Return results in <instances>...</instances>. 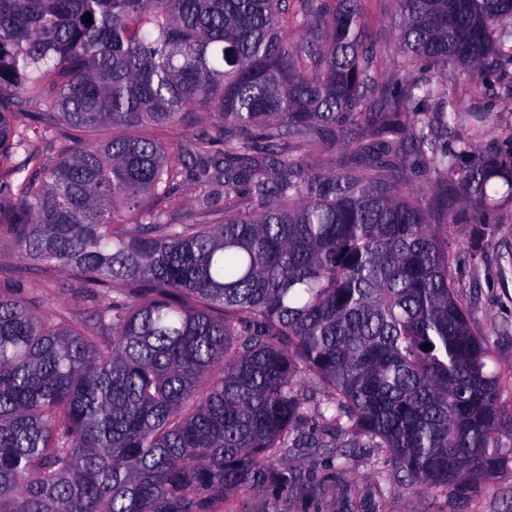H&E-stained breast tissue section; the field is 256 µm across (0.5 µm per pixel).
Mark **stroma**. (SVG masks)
Wrapping results in <instances>:
<instances>
[{"instance_id": "obj_1", "label": "stroma", "mask_w": 512, "mask_h": 512, "mask_svg": "<svg viewBox=\"0 0 512 512\" xmlns=\"http://www.w3.org/2000/svg\"><path fill=\"white\" fill-rule=\"evenodd\" d=\"M362 22L380 57L379 78L390 80L398 57V17L392 0H361ZM469 213L459 209L452 230L458 258L457 295L472 313L475 328L489 340L498 364L501 402L512 412V208L503 207L492 232L470 237ZM378 454L354 449L347 482L331 478L324 454L298 449L290 462L321 479L314 501L290 496L280 512H512V458L504 457L481 488L414 490L398 485L391 471H379Z\"/></svg>"}]
</instances>
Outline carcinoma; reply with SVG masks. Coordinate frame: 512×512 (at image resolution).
<instances>
[{"mask_svg":"<svg viewBox=\"0 0 512 512\" xmlns=\"http://www.w3.org/2000/svg\"><path fill=\"white\" fill-rule=\"evenodd\" d=\"M394 2L382 84L360 0H0V245L83 306L0 289V512H278L320 491L296 448L493 477L512 422L449 228L512 203V134L447 73L501 82L512 0ZM269 495L265 492L238 493L216 505L215 512H267Z\"/></svg>","mask_w":512,"mask_h":512,"instance_id":"1","label":"carcinoma"}]
</instances>
